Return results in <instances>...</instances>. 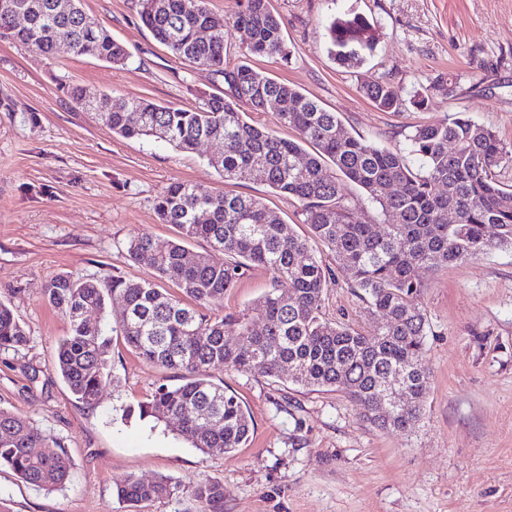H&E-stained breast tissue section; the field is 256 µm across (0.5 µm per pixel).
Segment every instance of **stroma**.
I'll return each mask as SVG.
<instances>
[{"instance_id": "1", "label": "stroma", "mask_w": 512, "mask_h": 512, "mask_svg": "<svg viewBox=\"0 0 512 512\" xmlns=\"http://www.w3.org/2000/svg\"><path fill=\"white\" fill-rule=\"evenodd\" d=\"M224 19L226 62L249 61L337 113L346 128L391 148H405L413 126L467 113L512 145V0H269L282 22L288 60L250 57L228 19L233 0H208ZM87 13L127 47L115 66L53 56L0 40V299L10 302L29 341L0 350V408L26 417L73 462L61 488L29 485L0 467V501L8 512H132L112 495L115 480L168 478L176 493L133 512H202L194 486H224V512H512V250L502 249L424 276L419 299L431 333L425 353L430 390L416 436L379 430L360 406L336 390H310L260 374L215 368L244 402L254 429L232 453H200L164 426L116 411L137 405L160 378L178 383L124 342L112 339L118 385L98 401H76L55 368L67 320L44 288L73 273L151 278L131 261L126 243L140 232L176 235L154 202L171 182L205 184L261 199L299 235L301 204L249 179L224 183L207 164L203 143L183 153L150 139L124 138L93 113L74 107L62 82L162 104L194 108L222 93V79L158 44L132 0H84ZM356 12L379 33L370 57L343 66L328 53L324 27ZM454 76L452 96L428 107L411 99L429 80ZM382 79L406 100L383 112L359 91ZM270 287L254 268L224 297V313L250 308ZM327 318L368 334L372 318L344 273H336L323 308Z\"/></svg>"}]
</instances>
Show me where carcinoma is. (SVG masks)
<instances>
[{
	"label": "carcinoma",
	"instance_id": "1",
	"mask_svg": "<svg viewBox=\"0 0 512 512\" xmlns=\"http://www.w3.org/2000/svg\"><path fill=\"white\" fill-rule=\"evenodd\" d=\"M29 15L18 25L0 11V38L27 45L44 56L68 43L73 54L114 65L129 53L83 8V0H10ZM143 26L176 57L213 72L228 91L210 94L184 109L142 97L93 93L63 86L83 109L98 100V119L123 138H152L192 153L203 142L220 149L208 164L228 183L249 178L303 206L309 236L297 234L266 204L252 197L183 181L156 197L162 224L177 238L132 236L126 251L150 269L154 280L54 277L44 294L69 321L58 345L57 370L81 403L95 402L114 383L108 354L109 331L88 323L87 311H103L118 299L123 309L112 331L139 356L165 370L181 372V383L159 380L150 398L137 404L141 419L175 423L177 435L203 454L232 453L246 446L251 417L239 397L215 382L211 368L257 373L307 388H333L359 403L364 418L384 431L411 435L425 411L430 371L424 363L429 322L418 303L420 273L436 272L496 249H512V189L495 170L512 165V149L496 131L456 112L443 122L413 127L406 150L382 146L346 129L338 115L298 89L248 64H226L224 24L207 0H136ZM241 45L251 55L289 58L279 18L268 0H235L230 14ZM329 54L340 64H359L373 53L377 28L346 13L326 26ZM456 82L435 80L414 95L422 108L450 96ZM383 111L403 105L399 88L384 80L360 86ZM278 112L282 126L296 132L285 139L248 121L250 112ZM359 187L374 205L365 222L356 216L349 186ZM385 225V231L378 225ZM494 235L487 234L488 227ZM202 239L209 251L188 264L186 241ZM336 256L340 269L372 315L381 318L372 336L323 316L324 295L333 280L310 241ZM254 267L271 275V288L248 314L211 317L224 295ZM172 284L177 294L157 287ZM190 299L187 304L184 299ZM249 336L246 346L229 336ZM29 338L10 304L0 301V350L17 351ZM400 378L406 401L383 406L378 391ZM48 436L25 417L0 409V465L22 481L45 489L65 486L73 464L64 450H46ZM176 487L165 478L143 482L127 477L113 486L117 501L133 507L168 498ZM193 496L204 512H224V485L200 483Z\"/></svg>",
	"mask_w": 512,
	"mask_h": 512
}]
</instances>
